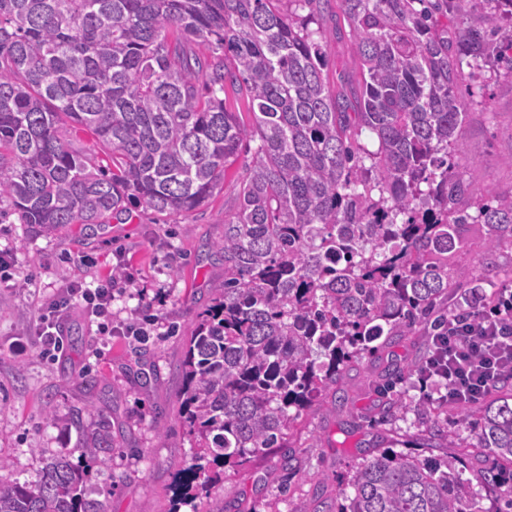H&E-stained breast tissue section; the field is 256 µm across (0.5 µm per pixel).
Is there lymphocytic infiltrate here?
<instances>
[{
    "instance_id": "1",
    "label": "lymphocytic infiltrate",
    "mask_w": 512,
    "mask_h": 512,
    "mask_svg": "<svg viewBox=\"0 0 512 512\" xmlns=\"http://www.w3.org/2000/svg\"><path fill=\"white\" fill-rule=\"evenodd\" d=\"M113 280L95 287L74 280L60 286L43 305L38 317V343L43 354L61 352L64 321L73 305L89 316L112 317ZM466 310L450 314L448 332L432 336L434 353L428 363L430 376L448 383V400L454 404L478 401L489 390L499 372L512 368V289H471Z\"/></svg>"
}]
</instances>
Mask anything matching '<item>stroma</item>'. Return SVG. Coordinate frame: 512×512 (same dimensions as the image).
Segmentation results:
<instances>
[{
    "label": "stroma",
    "instance_id": "stroma-1",
    "mask_svg": "<svg viewBox=\"0 0 512 512\" xmlns=\"http://www.w3.org/2000/svg\"><path fill=\"white\" fill-rule=\"evenodd\" d=\"M330 84L353 80L358 61L348 39L334 27L325 32ZM459 95L474 98L462 125L458 152L466 164L459 170L467 182L497 194H512V77L486 74L483 82H464ZM236 176L228 174L223 190L183 224L158 223L153 211L130 205L123 219L108 230L80 236L64 230L36 235L27 225L0 223V250L15 260L12 287H0V483L37 479L43 459L69 455L86 467L92 499L107 512H168L177 487L176 464L191 458L192 444L179 419L182 378L178 365L198 315L211 304L213 289L224 281L222 257H206L209 243L224 234V215L237 206ZM468 243L452 264L455 282H474L482 266L500 269L499 285H512V245L486 252L480 228L470 225ZM123 264L112 305L115 323H152L145 339L102 334L81 311L66 323L64 349L43 357L35 344L42 299L66 279L83 276L106 280ZM428 343L406 336L386 347L378 358H365L347 374L344 407L317 400L291 436L301 477L281 494L278 461L284 451L272 448L241 466L224 469L221 497L226 512H324L363 458L407 432L429 436L431 447L416 449L429 459L456 457L465 477L488 462L468 432L451 434L457 406L427 413L409 412L406 421L373 427L384 400L380 387L388 363L407 366ZM95 377L112 390L111 406L85 415L87 431L101 416L122 429L108 465L90 462L82 451L81 433L62 419L82 406L76 387ZM165 435H157V428Z\"/></svg>",
    "mask_w": 512,
    "mask_h": 512
}]
</instances>
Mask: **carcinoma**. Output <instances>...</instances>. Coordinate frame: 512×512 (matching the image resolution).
Segmentation results:
<instances>
[{
	"label": "carcinoma",
	"instance_id": "cac0c4a2",
	"mask_svg": "<svg viewBox=\"0 0 512 512\" xmlns=\"http://www.w3.org/2000/svg\"><path fill=\"white\" fill-rule=\"evenodd\" d=\"M329 4L0 0V221L84 231L134 202L177 224L243 161L239 205L211 245L224 284L181 364L179 416L199 454L178 463L171 512L203 497L224 512V466L289 447L317 398L345 400L342 370L381 340L448 326L460 227L482 225L490 251L512 244V196L478 195L454 152L469 109L457 84L512 75L500 24L512 0H336L360 62L349 94L324 73ZM230 88L251 125L228 109ZM81 132L104 158L77 145ZM431 355L389 374L381 421H407L400 385L425 384ZM510 385L500 373L476 425L469 409L455 421L496 460L476 475L487 486L512 478ZM112 441L105 420L85 453L103 463ZM462 475L454 458L388 447L357 466L336 512H483ZM85 476L52 454L38 481L0 486V512H101Z\"/></svg>",
	"mask_w": 512,
	"mask_h": 512
}]
</instances>
